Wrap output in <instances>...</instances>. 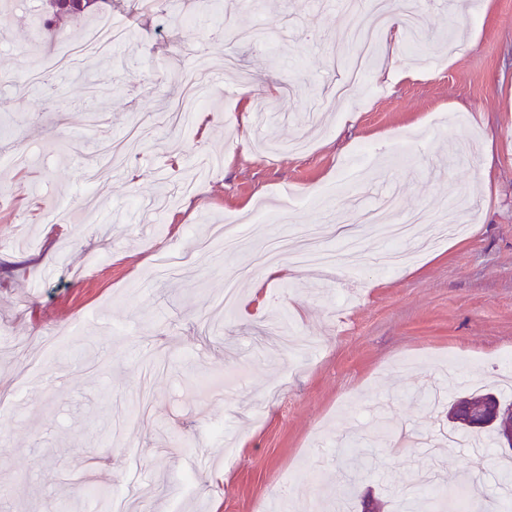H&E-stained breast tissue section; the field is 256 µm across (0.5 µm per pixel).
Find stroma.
I'll return each mask as SVG.
<instances>
[{
    "mask_svg": "<svg viewBox=\"0 0 512 512\" xmlns=\"http://www.w3.org/2000/svg\"><path fill=\"white\" fill-rule=\"evenodd\" d=\"M232 2L233 44L203 0H110L135 39L45 84L41 54L70 56L93 16L42 32L43 0H0V154L33 158L0 163V512H100L73 496L91 485L127 512H333L349 442L378 512L424 475L493 510L502 451L449 445L446 406L512 359V0H426L363 98L334 93L342 0ZM200 54L223 82L174 126ZM386 195L388 223L427 217L394 268L366 220ZM442 216L462 233L431 239ZM213 224L247 249L153 281ZM307 225L335 266L253 293L256 253Z\"/></svg>",
    "mask_w": 512,
    "mask_h": 512,
    "instance_id": "1",
    "label": "stroma"
}]
</instances>
